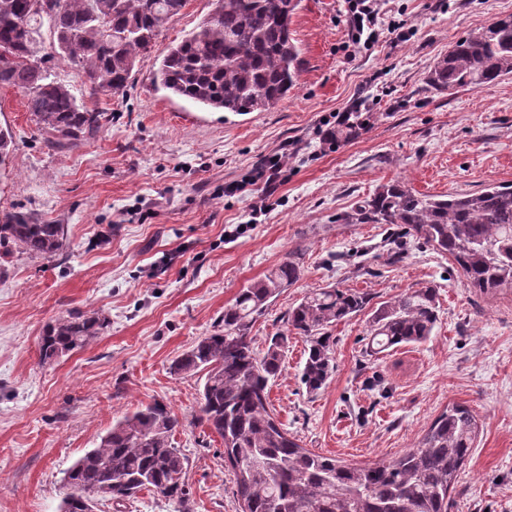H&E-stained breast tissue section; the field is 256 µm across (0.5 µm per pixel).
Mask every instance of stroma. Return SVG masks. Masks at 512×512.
<instances>
[{"mask_svg": "<svg viewBox=\"0 0 512 512\" xmlns=\"http://www.w3.org/2000/svg\"><path fill=\"white\" fill-rule=\"evenodd\" d=\"M213 4L187 0L153 58ZM509 13L512 0H384L382 34L357 48L345 0H301L291 26L300 75L276 109L201 108L156 88L145 66L124 93L98 101L112 115L102 132L61 149L45 147L21 94L0 88V126L15 140L0 163V215L31 210L66 234L54 260L0 259V512H58L66 470L154 401L181 421L187 506L142 491L97 512H239L224 446L196 420L205 375L170 365L291 252L302 275L258 318L256 349L317 288H352L377 305L430 286L439 320L427 342L377 355L369 313L336 324L334 370L315 393L301 382L306 343L290 336L269 394L288 432L312 451L370 463L414 447L449 405L466 406L479 435L449 512H512V289L470 287L400 225L336 221L396 179L434 196L512 182V75L443 94L426 84L453 42ZM397 24L408 41L394 42ZM339 112L366 113L368 125L335 144L323 134ZM275 153L289 156L285 180L257 218L256 169ZM231 184L241 192L225 193ZM74 311L98 312L107 326L83 350L41 363L43 329Z\"/></svg>", "mask_w": 512, "mask_h": 512, "instance_id": "35a3bbf8", "label": "stroma"}]
</instances>
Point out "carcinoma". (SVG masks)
I'll list each match as a JSON object with an SVG mask.
<instances>
[{"instance_id": "carcinoma-1", "label": "carcinoma", "mask_w": 512, "mask_h": 512, "mask_svg": "<svg viewBox=\"0 0 512 512\" xmlns=\"http://www.w3.org/2000/svg\"><path fill=\"white\" fill-rule=\"evenodd\" d=\"M45 16L37 0H0V87H13L49 147L96 136L110 115L77 98L53 67L34 62V36L48 24L54 59L82 76L90 99L122 94L137 69L150 65L153 82L194 104L237 114L275 109L297 84L299 49L290 27L300 0H215L214 10L161 61L152 49L187 0H52ZM512 75V14L457 40L430 67L438 93L480 89ZM345 224H403L448 256L481 292L512 288V183L446 199L407 182L380 186L339 217ZM64 225L26 210L0 218V247L50 259L63 250ZM301 266L290 253L252 281L224 309V327L177 359L176 374L205 373L197 421L224 443L240 512H448L450 491L475 448L479 426L464 406L444 410L418 445L392 460L360 464L302 447L269 400L281 372L288 334L307 344L301 380L315 392L333 371L331 327L365 310L372 298L351 288H318L288 309L286 332L259 352L251 336L270 299L294 284ZM437 323L435 289L409 288L381 303L370 322L369 349L427 341ZM106 326L97 312H72L40 336L42 363L80 350ZM181 426L173 409L153 402L117 421L65 472V512H85L99 499L121 501L147 490L186 502L185 458L174 446Z\"/></svg>"}]
</instances>
